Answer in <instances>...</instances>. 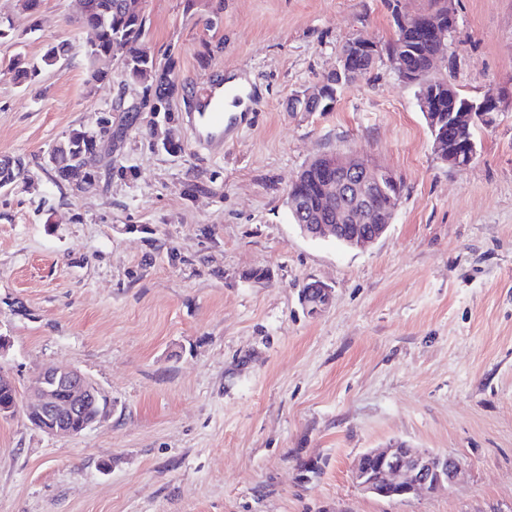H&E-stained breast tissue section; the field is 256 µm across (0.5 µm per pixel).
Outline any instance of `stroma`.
I'll list each match as a JSON object with an SVG mask.
<instances>
[{"label":"stroma","instance_id":"obj_1","mask_svg":"<svg viewBox=\"0 0 512 512\" xmlns=\"http://www.w3.org/2000/svg\"><path fill=\"white\" fill-rule=\"evenodd\" d=\"M223 2L213 28L203 25ZM430 0H141L147 42L176 54L182 91L164 151L142 113L91 191L43 168L73 128L140 88L87 83L92 32L78 0L36 13L0 0V156L31 181L0 192V372L19 395L48 367L79 370L106 420L55 437L0 417V512H512V112L443 162L412 87L387 56L329 112H292L343 45L387 44L395 13ZM448 80L463 93L512 79V0H452ZM65 60L28 90L15 55ZM246 76L248 123L221 155L188 126L212 73ZM356 155L403 180L391 225L349 249L304 237L286 206L313 159ZM264 269L265 281L250 280ZM332 290L310 315L306 283ZM394 441L458 459L437 494L383 500L356 487L358 457ZM313 460L319 473L305 474Z\"/></svg>","mask_w":512,"mask_h":512}]
</instances>
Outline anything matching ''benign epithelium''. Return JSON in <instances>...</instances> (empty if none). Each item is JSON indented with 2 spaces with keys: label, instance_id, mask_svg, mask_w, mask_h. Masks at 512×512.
<instances>
[{
  "label": "benign epithelium",
  "instance_id": "1",
  "mask_svg": "<svg viewBox=\"0 0 512 512\" xmlns=\"http://www.w3.org/2000/svg\"><path fill=\"white\" fill-rule=\"evenodd\" d=\"M455 18L448 7V18L417 14L399 16L403 28L417 27L432 35L445 36L447 25ZM383 49L373 40L357 38L340 53L333 73L338 79L360 76ZM512 107V85L502 87L493 95L474 102H462L459 112L445 114L422 101L426 122L433 131V148L444 162L456 167L471 163L475 152L465 154L450 147L460 139L468 140L469 129L480 119ZM320 189L323 213H314L310 222L299 224L301 232L311 238L332 237L350 247L361 248L380 239L389 227L400 196L399 180L390 170L375 167L345 153L324 157ZM369 214L379 222L365 223ZM331 300V289L314 282L303 293V301L312 314L321 312ZM108 402L99 389L75 369H48L38 374L24 401L13 399L12 404L0 407V416L8 417L17 410L24 411L30 424L53 436L76 435L102 422ZM461 474L459 462L447 455L430 453L420 448L397 445L371 449L356 464L352 478L365 492L383 499L409 498L425 489L434 493L452 487Z\"/></svg>",
  "mask_w": 512,
  "mask_h": 512
}]
</instances>
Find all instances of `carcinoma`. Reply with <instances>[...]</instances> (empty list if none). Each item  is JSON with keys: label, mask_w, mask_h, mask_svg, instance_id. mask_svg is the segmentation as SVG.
Listing matches in <instances>:
<instances>
[{"label": "carcinoma", "mask_w": 512, "mask_h": 512, "mask_svg": "<svg viewBox=\"0 0 512 512\" xmlns=\"http://www.w3.org/2000/svg\"><path fill=\"white\" fill-rule=\"evenodd\" d=\"M81 11L78 22L91 27L96 32V42L86 50L88 61L87 83H103L112 77V41L118 39L124 45L121 57L123 74L127 80L141 86V95L135 105L146 111L159 114L158 122L169 124L175 120L172 100L179 94V86L174 77V54H169L167 64L157 62L147 46L146 20L136 8V0H80ZM438 38L416 39L411 32L396 27L394 37L387 43L386 52L389 60H401L407 69L421 75L414 85L416 97L423 95L431 98L440 112L448 111L452 105L449 94L450 84L445 77L435 76L439 68L436 54L440 52ZM64 46L50 44L41 61L32 62L23 56L16 57L10 67L14 79L20 82H32L47 67L62 60ZM342 86L336 85V76L327 75L320 88L321 106L336 103V94ZM130 103L124 97H118L108 112H99L88 125L72 129L48 153L46 164L54 172L56 186L63 188L70 185L76 175L83 177L85 189L99 186L100 174L94 169L99 161L94 156V140L109 134H118L114 126L112 113L121 112ZM303 184L297 187V195L306 197L310 204L318 202L316 180L320 178L319 162L313 161L303 170Z\"/></svg>", "instance_id": "carcinoma-1"}]
</instances>
